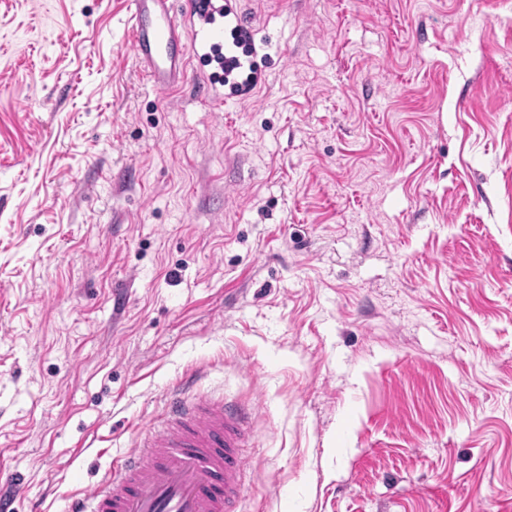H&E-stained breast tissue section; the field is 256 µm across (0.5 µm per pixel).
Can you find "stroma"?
<instances>
[{
	"mask_svg": "<svg viewBox=\"0 0 512 512\" xmlns=\"http://www.w3.org/2000/svg\"><path fill=\"white\" fill-rule=\"evenodd\" d=\"M126 0H0V472L66 512L193 372L241 512H512V0H240L248 104Z\"/></svg>",
	"mask_w": 512,
	"mask_h": 512,
	"instance_id": "stroma-1",
	"label": "stroma"
}]
</instances>
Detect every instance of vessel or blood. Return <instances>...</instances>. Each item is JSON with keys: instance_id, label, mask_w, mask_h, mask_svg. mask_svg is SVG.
Instances as JSON below:
<instances>
[{"instance_id": "vessel-or-blood-1", "label": "vessel or blood", "mask_w": 512, "mask_h": 512, "mask_svg": "<svg viewBox=\"0 0 512 512\" xmlns=\"http://www.w3.org/2000/svg\"><path fill=\"white\" fill-rule=\"evenodd\" d=\"M127 10L133 54L156 93L193 82L209 103L244 104L263 85L257 30L237 0H127ZM195 387L194 375L180 378L163 419L141 424L142 446L67 512H238L252 409ZM0 484L11 489L0 512H13L24 479L1 474Z\"/></svg>"}]
</instances>
